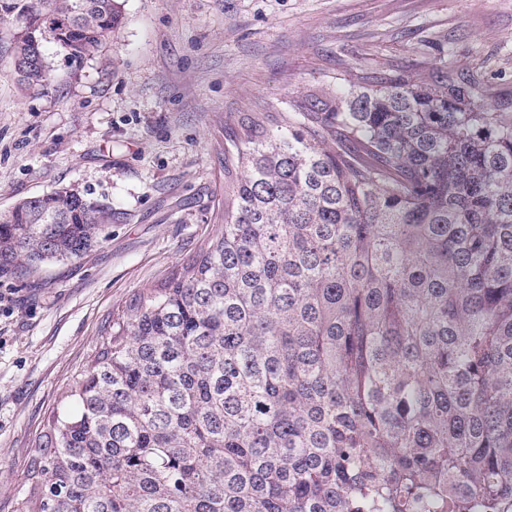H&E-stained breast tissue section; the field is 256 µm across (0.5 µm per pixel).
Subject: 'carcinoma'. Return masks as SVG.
<instances>
[{"mask_svg":"<svg viewBox=\"0 0 512 512\" xmlns=\"http://www.w3.org/2000/svg\"><path fill=\"white\" fill-rule=\"evenodd\" d=\"M47 79L120 0H0ZM112 206L0 219V273L77 259ZM49 421L17 512H512V119L395 64L224 129V224L132 299Z\"/></svg>","mask_w":512,"mask_h":512,"instance_id":"cac0c4a2","label":"carcinoma"}]
</instances>
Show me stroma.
I'll return each instance as SVG.
<instances>
[{
	"label": "stroma",
	"instance_id": "obj_1",
	"mask_svg": "<svg viewBox=\"0 0 512 512\" xmlns=\"http://www.w3.org/2000/svg\"><path fill=\"white\" fill-rule=\"evenodd\" d=\"M125 22L75 62L46 44L44 86L12 70L0 17V218L67 187L110 204L105 241L0 274V512L112 317L221 231L224 129L290 111L321 84L399 62L489 86L512 116V0H124Z\"/></svg>",
	"mask_w": 512,
	"mask_h": 512
}]
</instances>
